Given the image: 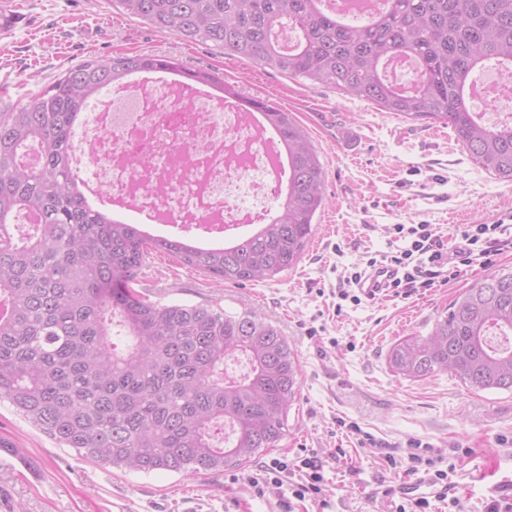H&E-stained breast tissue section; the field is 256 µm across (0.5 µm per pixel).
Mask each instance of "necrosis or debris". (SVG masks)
<instances>
[{
  "label": "necrosis or debris",
  "instance_id": "obj_1",
  "mask_svg": "<svg viewBox=\"0 0 512 512\" xmlns=\"http://www.w3.org/2000/svg\"><path fill=\"white\" fill-rule=\"evenodd\" d=\"M72 153L85 193L148 217V236L175 229L194 246L221 248L266 223L284 190L262 116L216 88L203 91L155 73L125 79L95 99Z\"/></svg>",
  "mask_w": 512,
  "mask_h": 512
}]
</instances>
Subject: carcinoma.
Returning a JSON list of instances; mask_svg holds the SVG:
<instances>
[{
	"mask_svg": "<svg viewBox=\"0 0 512 512\" xmlns=\"http://www.w3.org/2000/svg\"><path fill=\"white\" fill-rule=\"evenodd\" d=\"M115 2L244 64L448 125L476 163L512 180V122L487 126L467 101L475 71L512 74V0H388L358 24L325 13L322 0ZM289 26L298 36L285 49ZM400 52L421 62L411 91L383 71ZM140 70L188 76L262 113L288 155L287 190L269 223L223 248H198L148 238L90 206L69 165L77 114ZM324 201L322 164L292 113L175 58L91 59L0 110V399L59 446L133 472L220 471L275 447L300 388L281 330L253 313L155 303L132 283L153 250L228 284L272 279L298 263ZM22 211L34 224L20 236ZM230 359L246 371L226 375ZM388 364L405 378L448 372L472 390L512 391V272L487 273L429 335L397 340Z\"/></svg>",
	"mask_w": 512,
	"mask_h": 512,
	"instance_id": "cac0c4a2",
	"label": "carcinoma"
}]
</instances>
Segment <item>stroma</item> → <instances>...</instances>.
<instances>
[{
	"label": "stroma",
	"mask_w": 512,
	"mask_h": 512,
	"mask_svg": "<svg viewBox=\"0 0 512 512\" xmlns=\"http://www.w3.org/2000/svg\"><path fill=\"white\" fill-rule=\"evenodd\" d=\"M1 8L18 10L24 21L0 32V109L93 58L173 57L218 71L242 96L292 112L322 163L326 205L303 258L275 279L223 284L159 252L137 277V289L151 300L253 311L279 326L301 372L276 447L219 473H134L59 447L1 402L0 442L17 448L37 474L27 479L0 464V512H284L277 494H257L248 477L258 463L292 464L306 453L321 458L324 482L318 499L294 502V512H394L380 491L407 477L363 444L366 435L397 447L402 459L412 441L445 449L441 467L456 495L471 512H489L499 489L512 485V392L471 391L443 372L406 379L390 370L387 355L402 337L428 335L449 304L490 270L512 271V247L488 259L472 252L448 283L406 298L389 293L356 304L339 292L354 267L396 252L391 225H436L451 251L465 225L512 227V182L476 164L449 127L406 120L336 89L160 34L121 15L112 0H0ZM453 444L458 452H450Z\"/></svg>",
	"instance_id": "1"
}]
</instances>
